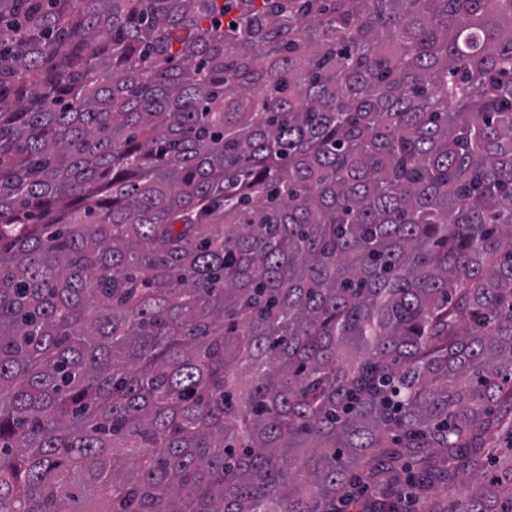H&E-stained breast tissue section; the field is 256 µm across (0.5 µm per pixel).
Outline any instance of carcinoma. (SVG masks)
<instances>
[{"label": "carcinoma", "mask_w": 512, "mask_h": 512, "mask_svg": "<svg viewBox=\"0 0 512 512\" xmlns=\"http://www.w3.org/2000/svg\"><path fill=\"white\" fill-rule=\"evenodd\" d=\"M512 512V0H0V512Z\"/></svg>", "instance_id": "cac0c4a2"}]
</instances>
